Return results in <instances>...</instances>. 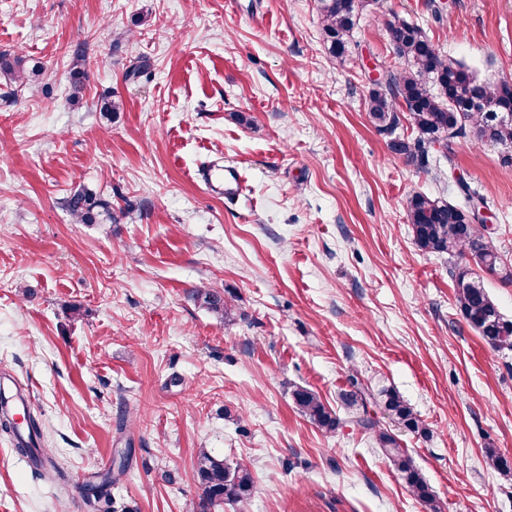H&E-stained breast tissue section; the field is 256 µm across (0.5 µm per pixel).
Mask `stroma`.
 <instances>
[{"label": "stroma", "mask_w": 512, "mask_h": 512, "mask_svg": "<svg viewBox=\"0 0 512 512\" xmlns=\"http://www.w3.org/2000/svg\"><path fill=\"white\" fill-rule=\"evenodd\" d=\"M419 25L482 81H512V0H362L344 61L317 0H0V383L27 395L61 476L0 432V512H90L83 488L123 459L109 496L190 512L194 461L249 464L255 496L222 512H428L373 435L327 434L291 391L338 414L350 375L395 388L424 430L375 404L445 512H512V351L455 306L453 259L420 251L404 203L483 196L484 240L512 266V166L460 137L419 170L366 110L374 70H400L386 24ZM82 90L73 95V74ZM121 110L106 116L102 100ZM231 163L237 202L198 180ZM79 187L116 223L81 224ZM199 286L228 290L227 319ZM191 297L202 307L222 319L229 317L233 310L231 299L226 298L224 294H221V292L216 289L205 287L195 288L191 293Z\"/></svg>", "instance_id": "1"}]
</instances>
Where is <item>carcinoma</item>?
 <instances>
[{"label": "carcinoma", "mask_w": 512, "mask_h": 512, "mask_svg": "<svg viewBox=\"0 0 512 512\" xmlns=\"http://www.w3.org/2000/svg\"><path fill=\"white\" fill-rule=\"evenodd\" d=\"M323 38L329 53L343 61L359 15L360 0H318ZM390 46L404 64L401 72L391 71L377 81L367 110L377 129L389 136L390 151L409 164L423 169L428 165L430 149L458 136H470L475 142L512 149V83L480 82L464 65L445 58L417 25L394 19L387 24ZM409 118L416 135L396 134L403 118ZM65 207L81 224L112 222V205L93 191L77 188L65 198ZM417 247L427 253L470 259L473 265H456L451 271L455 281L457 308L466 323L496 350H512V319L498 309L477 270L498 267L501 255L483 240L484 225L474 221L473 212L417 193L404 207ZM191 297L220 318L231 315V299L212 288H196ZM352 390L342 394L349 419H343L315 391L296 385L292 398L296 408L318 428L333 433L346 423L373 432L391 466L401 474L409 492L429 507L443 512L428 482L414 465L407 450L391 432L378 427L368 416L373 400L391 419L410 432L423 431L421 422L399 392L383 388L372 393L352 377ZM26 429H21L9 410L7 397L0 398V430L17 440V451L37 468L50 467L61 472L55 456L44 448L33 447L30 440L41 435L39 419L26 411ZM196 477L202 493L191 512H211L223 504L251 499L257 490L249 467L227 462L202 448L196 457Z\"/></svg>", "instance_id": "1"}]
</instances>
